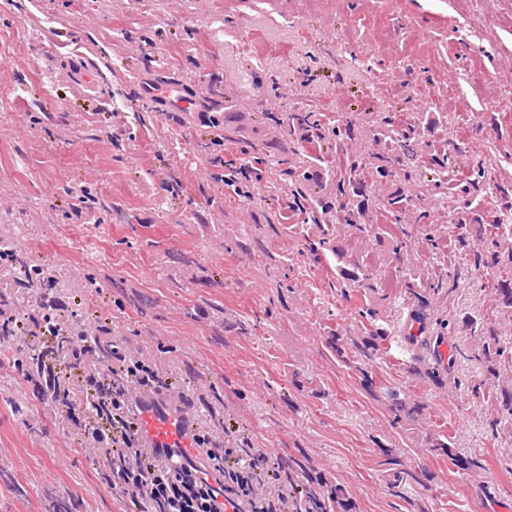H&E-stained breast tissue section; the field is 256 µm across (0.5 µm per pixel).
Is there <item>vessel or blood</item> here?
<instances>
[{
  "label": "vessel or blood",
  "instance_id": "vessel-or-blood-1",
  "mask_svg": "<svg viewBox=\"0 0 512 512\" xmlns=\"http://www.w3.org/2000/svg\"><path fill=\"white\" fill-rule=\"evenodd\" d=\"M139 412L140 430L137 444L163 469L185 467L198 478L219 489L224 512H250L248 503L239 501L206 461L196 439L205 430V418L188 402L173 399L169 393H136L132 399Z\"/></svg>",
  "mask_w": 512,
  "mask_h": 512
}]
</instances>
